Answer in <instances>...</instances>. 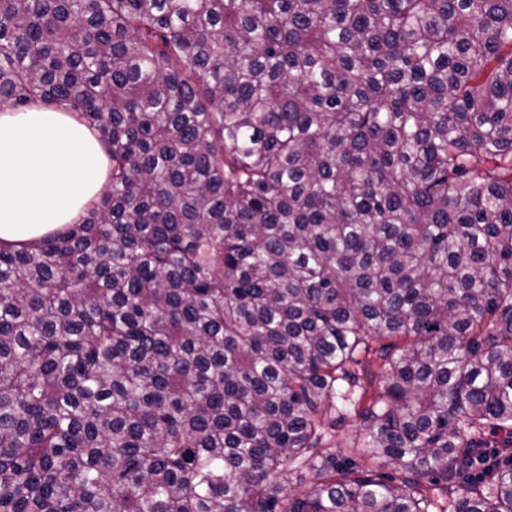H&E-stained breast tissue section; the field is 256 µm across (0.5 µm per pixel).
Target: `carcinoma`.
<instances>
[{"mask_svg":"<svg viewBox=\"0 0 512 512\" xmlns=\"http://www.w3.org/2000/svg\"><path fill=\"white\" fill-rule=\"evenodd\" d=\"M6 103L110 172L0 245V512H512V0H0Z\"/></svg>","mask_w":512,"mask_h":512,"instance_id":"1","label":"carcinoma"}]
</instances>
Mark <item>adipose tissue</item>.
Segmentation results:
<instances>
[{"label":"adipose tissue","instance_id":"ef3b65f1","mask_svg":"<svg viewBox=\"0 0 512 512\" xmlns=\"http://www.w3.org/2000/svg\"><path fill=\"white\" fill-rule=\"evenodd\" d=\"M109 172L96 135L70 113H0V244L20 246L81 223Z\"/></svg>","mask_w":512,"mask_h":512}]
</instances>
